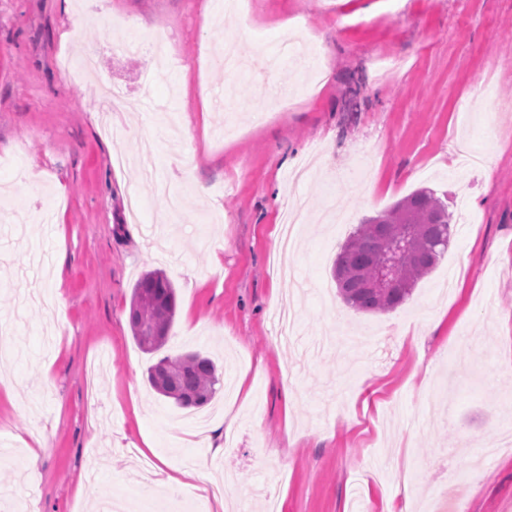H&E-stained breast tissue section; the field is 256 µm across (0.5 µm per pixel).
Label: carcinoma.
<instances>
[{
	"mask_svg": "<svg viewBox=\"0 0 512 512\" xmlns=\"http://www.w3.org/2000/svg\"><path fill=\"white\" fill-rule=\"evenodd\" d=\"M414 226L413 244L401 258L397 286L375 288L376 271L387 258L398 225ZM448 206L429 188L396 202L387 212L358 225L338 253L333 276L343 301L356 311L381 313L401 306L448 251ZM176 313V289L161 270L142 275L132 289L129 325L138 346L147 353L167 343ZM149 382L160 395L183 408L202 407L216 394L220 373L198 352L165 355L149 368Z\"/></svg>",
	"mask_w": 512,
	"mask_h": 512,
	"instance_id": "obj_1",
	"label": "carcinoma"
}]
</instances>
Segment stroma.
<instances>
[{
  "label": "stroma",
  "instance_id": "stroma-1",
  "mask_svg": "<svg viewBox=\"0 0 512 512\" xmlns=\"http://www.w3.org/2000/svg\"><path fill=\"white\" fill-rule=\"evenodd\" d=\"M0 0V512H207L146 494L137 453L206 460L232 475L237 512H512V0ZM162 30L169 68L115 48V31ZM234 38L255 67L229 74L211 50ZM91 52L126 101L109 119L67 60ZM155 79L143 87L142 74ZM287 93L284 117L251 128L257 99ZM151 151L178 218L142 179ZM192 158L185 179L183 158ZM312 167L302 181L293 169ZM204 186L206 199L194 196ZM452 215L448 250L411 297L360 313L332 267L364 219L416 189ZM142 201L138 220L129 199ZM307 219L292 254L273 234L287 206ZM221 267H214L213 256ZM164 270L178 307L163 352L198 351L223 379L207 454L192 410L157 394V357L132 337L143 272ZM299 316L281 342L272 294ZM443 318L429 330L428 321ZM140 414H133V405ZM45 444L37 459L26 445Z\"/></svg>",
  "mask_w": 512,
  "mask_h": 512
}]
</instances>
